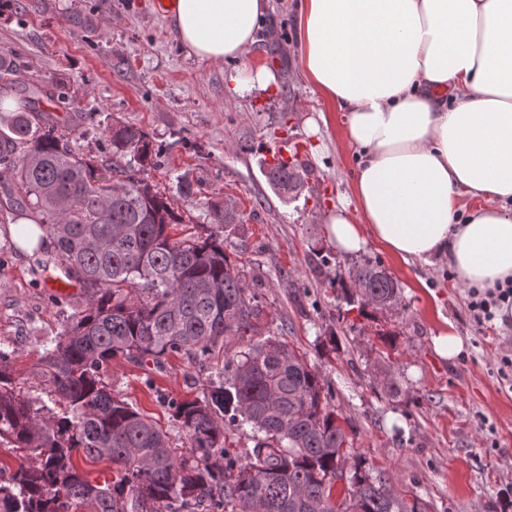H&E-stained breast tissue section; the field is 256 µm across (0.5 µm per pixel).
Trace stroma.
<instances>
[{
  "label": "stroma",
  "instance_id": "1",
  "mask_svg": "<svg viewBox=\"0 0 512 512\" xmlns=\"http://www.w3.org/2000/svg\"><path fill=\"white\" fill-rule=\"evenodd\" d=\"M298 3L270 0L250 58L277 83L241 99L224 93L232 64L186 58L154 0H0V52L21 62L19 87L75 89L72 102L55 107L58 120L94 110L147 132L158 150L150 179L171 199L179 197L177 175L198 184L186 204L193 221L174 235L203 223L207 201L234 211L224 250L259 281L262 331L289 343L330 386V408L352 442L346 465L361 463L404 512H512V380L499 360L512 345V323H476L446 259L406 265L372 243L346 255L330 242L320 217L350 197L356 153L342 113L328 111L302 76ZM283 143L301 149L304 183L291 193L269 177L270 151ZM54 257L51 247L17 249L0 231V350L16 392L36 403L48 398L45 345L89 300L44 288ZM323 257L328 264L315 274ZM364 260L381 262L397 281L399 305L364 310L339 299L333 279ZM448 331L463 341L452 359L434 348ZM242 345L231 338L194 361L172 355L149 374L117 357L100 376L184 455L187 439L168 399L209 392Z\"/></svg>",
  "mask_w": 512,
  "mask_h": 512
}]
</instances>
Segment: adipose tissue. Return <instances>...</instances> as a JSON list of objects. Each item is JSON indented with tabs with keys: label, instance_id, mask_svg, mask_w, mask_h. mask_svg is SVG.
<instances>
[{
	"label": "adipose tissue",
	"instance_id": "obj_1",
	"mask_svg": "<svg viewBox=\"0 0 512 512\" xmlns=\"http://www.w3.org/2000/svg\"><path fill=\"white\" fill-rule=\"evenodd\" d=\"M269 0H168L186 57L236 62L230 96L275 84L246 62ZM303 75L359 151L353 199L322 215L338 252L447 257L467 287L512 284V0H300Z\"/></svg>",
	"mask_w": 512,
	"mask_h": 512
}]
</instances>
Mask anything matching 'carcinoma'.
I'll use <instances>...</instances> for the list:
<instances>
[{
	"label": "carcinoma",
	"mask_w": 512,
	"mask_h": 512,
	"mask_svg": "<svg viewBox=\"0 0 512 512\" xmlns=\"http://www.w3.org/2000/svg\"><path fill=\"white\" fill-rule=\"evenodd\" d=\"M20 69L0 54L1 91L13 90ZM71 98L55 83L27 97L20 112L0 109V165L11 176L0 188L6 208L29 211L39 240L53 239L58 264L90 290L87 307L44 352L51 404L17 395L0 367V443L25 452L0 477V512H403L361 464L345 469L350 442L324 404L321 376L284 341L247 343L226 361L210 396L172 402L188 457L112 395L99 373L112 358L145 367L171 352L206 356L227 337L257 335L261 309L213 228L234 223L235 214L211 200L212 226L172 237L169 227L186 219L147 176L157 157L149 134L114 124L105 129L112 153H85L77 138L104 121L75 112L62 125L41 108L43 100ZM271 172L288 192L302 182L296 165ZM336 285L364 307L400 301L398 283L376 261L352 265ZM245 425L258 434L251 455L225 456L224 429ZM77 452L115 465V478L92 483L74 462ZM339 480L346 494L338 502Z\"/></svg>",
	"instance_id": "cac0c4a2"
}]
</instances>
